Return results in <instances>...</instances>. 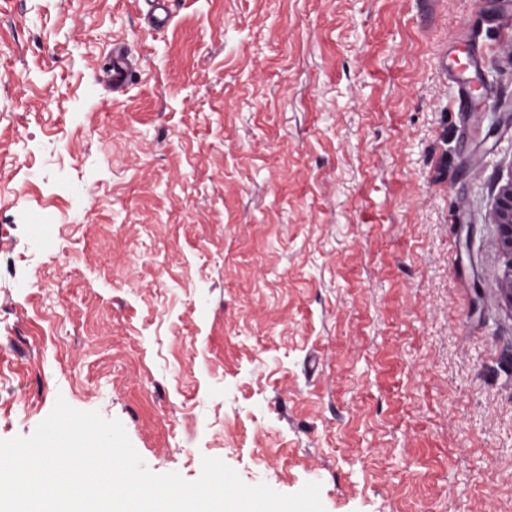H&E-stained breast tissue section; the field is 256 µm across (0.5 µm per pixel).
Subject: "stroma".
I'll return each instance as SVG.
<instances>
[{
  "label": "stroma",
  "mask_w": 512,
  "mask_h": 512,
  "mask_svg": "<svg viewBox=\"0 0 512 512\" xmlns=\"http://www.w3.org/2000/svg\"><path fill=\"white\" fill-rule=\"evenodd\" d=\"M145 12L0 0V439L61 396L158 474L512 512V0ZM474 44L471 123L448 62ZM132 65L124 46L116 43L112 50V68L104 72L102 80L112 87V93H121L129 80ZM493 221L496 224L501 248L507 258L504 288L512 304V161L508 174L496 194L493 208Z\"/></svg>",
  "instance_id": "stroma-1"
}]
</instances>
